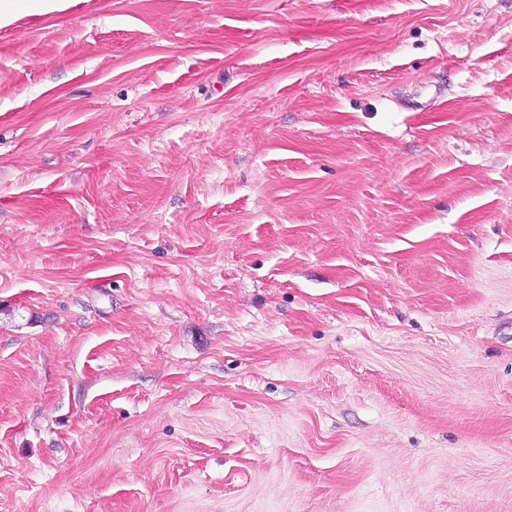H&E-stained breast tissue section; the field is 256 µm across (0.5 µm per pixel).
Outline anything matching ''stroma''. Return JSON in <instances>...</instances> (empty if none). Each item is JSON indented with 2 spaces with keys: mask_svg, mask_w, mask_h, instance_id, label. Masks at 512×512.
<instances>
[{
  "mask_svg": "<svg viewBox=\"0 0 512 512\" xmlns=\"http://www.w3.org/2000/svg\"><path fill=\"white\" fill-rule=\"evenodd\" d=\"M0 512H512V0L0 29Z\"/></svg>",
  "mask_w": 512,
  "mask_h": 512,
  "instance_id": "35a3bbf8",
  "label": "stroma"
}]
</instances>
